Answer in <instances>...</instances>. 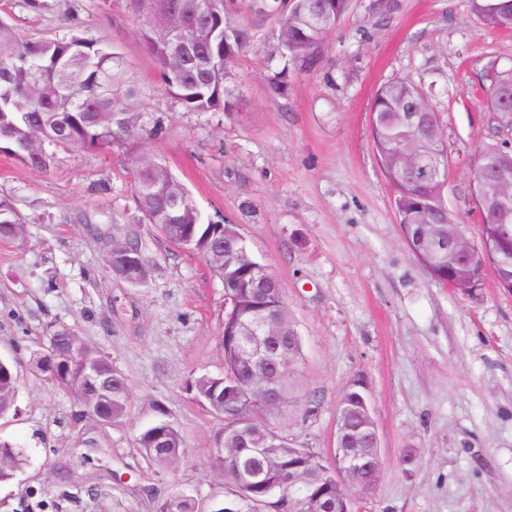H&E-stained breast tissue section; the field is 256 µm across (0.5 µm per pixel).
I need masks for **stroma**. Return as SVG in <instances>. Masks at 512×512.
Returning a JSON list of instances; mask_svg holds the SVG:
<instances>
[{
    "label": "stroma",
    "instance_id": "35a3bbf8",
    "mask_svg": "<svg viewBox=\"0 0 512 512\" xmlns=\"http://www.w3.org/2000/svg\"><path fill=\"white\" fill-rule=\"evenodd\" d=\"M38 2L0 0V18L23 39L74 34L119 54L144 123L161 120L165 132L115 141L106 154L49 142L43 170L0 153V198L25 226L0 242V357L24 379L16 414L0 419V442L25 458L0 483L11 512H27L32 488L55 499L64 465L75 486L62 512H156L133 497L130 475H148L161 501L183 490L206 497L222 483L209 463L220 422L186 386L224 370V286L199 254L139 222L132 160L143 152L187 187L203 223L236 225L281 285L303 356L292 402L264 413L265 424L293 447L328 453L343 394L364 382L382 473L352 512H512V293L490 269L476 291L444 286L413 257L370 124L384 82L431 90L448 155L445 202L479 243L472 167L485 144L512 138L487 102L491 69L512 68V32L485 26L466 0H402L384 19L355 0L316 66L286 68L268 20L224 78L229 109L194 112L156 91L125 0ZM282 69L288 93L275 96L268 79ZM107 231L137 237L151 268L145 284L112 274ZM61 329L128 380L133 406L119 423L76 425L72 394L30 374ZM157 404L185 448L166 471L134 446ZM91 475L107 495L90 499Z\"/></svg>",
    "mask_w": 512,
    "mask_h": 512
}]
</instances>
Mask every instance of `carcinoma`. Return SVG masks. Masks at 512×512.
Here are the masks:
<instances>
[{"label":"carcinoma","mask_w":512,"mask_h":512,"mask_svg":"<svg viewBox=\"0 0 512 512\" xmlns=\"http://www.w3.org/2000/svg\"><path fill=\"white\" fill-rule=\"evenodd\" d=\"M130 10L141 19V38L154 61L156 89L195 112L224 108V77L228 67L248 50L256 23L281 15L275 34L281 57L300 60L310 67L318 64L320 48L327 33L350 11L352 0H213V10L201 14L199 0H127ZM471 11L490 28L512 31V0H469ZM273 93L288 91V67L269 80ZM512 70L493 71L489 104L493 111L512 120ZM137 90L116 54L91 39L72 36L55 40H21L0 22V142L24 164L45 169L46 156L35 152L44 142H59L80 149L107 151L112 147V113L136 111ZM414 100L427 112L428 126L436 129L429 148L420 151L409 168L399 160L401 144H418L426 131L408 129L400 112ZM371 112L372 146L385 177L394 189V205L403 232L415 234L417 225L431 224L435 237L448 236V207L441 180L424 167L433 162L446 169L444 131L431 96L409 79L384 83L377 91ZM132 193L138 221L164 223L161 234L170 242L193 228L194 252L209 259L212 243L233 249L237 242L233 224H203L186 188L161 162L148 156L135 159ZM178 214L172 215L173 202ZM22 222L12 204L0 198V241L16 239ZM224 283L228 309L224 322L243 329L259 317L286 310L283 295L261 300L253 282L259 277L274 279L269 268L247 250L229 264L210 263ZM224 372L200 376L188 383L195 400L204 403L221 421L210 451L213 470L224 477V486L201 498L177 492L159 506V512H269L276 499L274 478L296 466L317 473V480L303 487L298 496L318 504L317 512L336 501V473L321 455L305 448H263L232 464L229 449L241 439L263 432L257 420H247L252 411L269 407L262 400L264 383L243 380L245 369L238 365V342L229 336L222 343ZM34 375L70 391L80 407L76 420L105 428L124 417L132 404L127 379L95 347L69 329L51 337L47 352L33 357ZM95 371L89 381L87 370ZM19 377L13 366L0 359V415L14 407ZM144 427L135 437L148 462L159 468L173 467L185 452L180 433L165 419ZM23 453L0 443V482L13 478Z\"/></svg>","instance_id":"1"}]
</instances>
